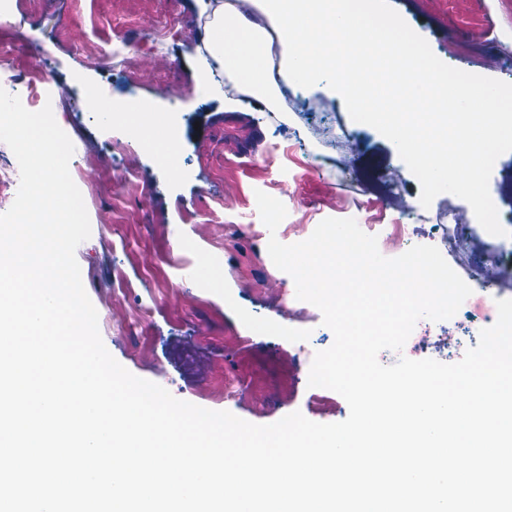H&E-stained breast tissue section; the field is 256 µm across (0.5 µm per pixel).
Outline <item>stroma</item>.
<instances>
[{"label": "stroma", "mask_w": 512, "mask_h": 512, "mask_svg": "<svg viewBox=\"0 0 512 512\" xmlns=\"http://www.w3.org/2000/svg\"><path fill=\"white\" fill-rule=\"evenodd\" d=\"M205 2L178 0L171 10L164 0H13L9 15H0V88L28 97L9 47L19 38L52 86L66 90L33 107L51 106L74 145L70 174L84 190L91 226L75 256L102 341L122 366L177 399L254 424L295 411L318 423L340 422L349 414L344 398L308 385L306 352L329 348L333 333L273 264L256 191L285 205L284 244L306 240L324 219L352 218L404 225L409 247L446 239L442 255L462 279L486 263V282H472L457 314L439 323L443 352H423L447 364L496 322L497 300L512 299V207L497 206L502 237L489 234L455 195L439 194L423 207L420 185L396 146L352 120L341 95L325 84L295 87L287 98L279 84L261 95L228 74L218 90L200 92ZM388 2L440 60L512 83V66L488 64L498 55L512 58V14L496 0H489L477 38L466 0ZM452 34L470 40L466 54L449 56ZM116 36L129 45L128 55L113 56ZM128 70L138 72V104L154 118L150 149L135 135L133 116L101 121L82 95L95 86L101 100L119 103ZM178 114L202 120L194 131L181 125L171 167L166 133ZM345 137L352 148L342 169L336 143ZM116 142L123 155L113 154ZM127 167L141 171L142 183L122 180ZM394 169L400 179L392 192L387 174ZM117 271L128 286L122 295L112 290Z\"/></svg>", "instance_id": "obj_1"}]
</instances>
